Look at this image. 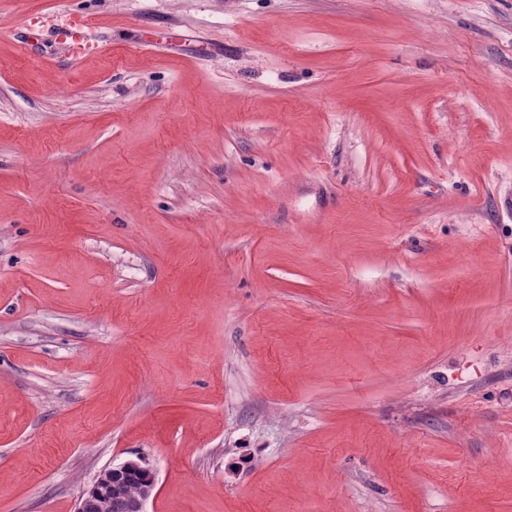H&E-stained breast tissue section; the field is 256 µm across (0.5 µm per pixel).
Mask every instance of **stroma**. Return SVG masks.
Instances as JSON below:
<instances>
[{"label": "stroma", "instance_id": "35a3bbf8", "mask_svg": "<svg viewBox=\"0 0 512 512\" xmlns=\"http://www.w3.org/2000/svg\"><path fill=\"white\" fill-rule=\"evenodd\" d=\"M137 458L512 512V0H0V512ZM98 28L99 23L93 17L69 13L52 31L56 35V40L70 56L81 57Z\"/></svg>", "mask_w": 512, "mask_h": 512}]
</instances>
